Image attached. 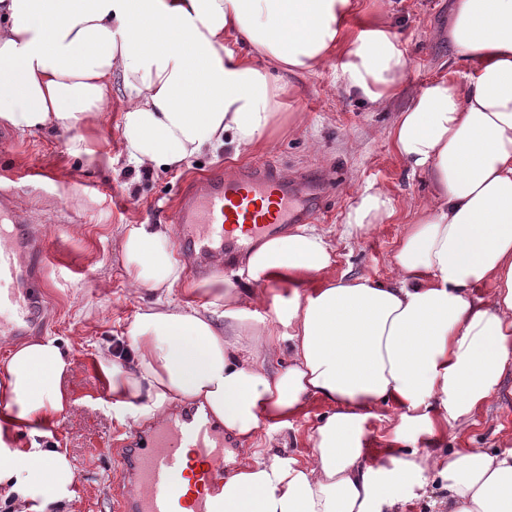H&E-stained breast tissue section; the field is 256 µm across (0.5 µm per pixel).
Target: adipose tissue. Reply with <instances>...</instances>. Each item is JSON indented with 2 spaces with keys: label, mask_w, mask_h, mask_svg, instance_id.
<instances>
[{
  "label": "adipose tissue",
  "mask_w": 512,
  "mask_h": 512,
  "mask_svg": "<svg viewBox=\"0 0 512 512\" xmlns=\"http://www.w3.org/2000/svg\"><path fill=\"white\" fill-rule=\"evenodd\" d=\"M358 8L359 0H0V120L21 131L85 128L117 86L134 165L236 155L276 128L290 77L330 63L366 102L400 93L406 50L381 24L353 30ZM448 42L469 65L465 89L432 80L390 132L433 196L406 226L389 284L334 275L333 246L304 225L252 249L246 291L219 275L183 284L167 225H137L120 242L130 287L150 288L157 301L130 323L128 355L97 356L113 407L136 405L159 421L170 402L195 404L245 442L288 426L310 401L331 407L310 435V455L272 454L225 479L222 512H404V489L433 483L444 491L436 512H512V450L427 449L475 424L512 373V0H452ZM394 213L390 191L371 188L351 205L344 232ZM248 302L271 303L270 327H255ZM284 340L291 357L278 366ZM70 371L52 338L14 347L0 367V435L57 425ZM380 405L396 417L376 458L365 423ZM74 478L67 449L0 453V487L15 495L16 512H56Z\"/></svg>",
  "instance_id": "ef3b65f1"
}]
</instances>
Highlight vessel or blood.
Wrapping results in <instances>:
<instances>
[{"mask_svg":"<svg viewBox=\"0 0 512 512\" xmlns=\"http://www.w3.org/2000/svg\"><path fill=\"white\" fill-rule=\"evenodd\" d=\"M327 192L318 179H291L272 161H255L229 176L214 170L189 180L172 222L204 275L229 267L285 225L312 221ZM48 242L47 232L0 187L1 336L19 339L37 330ZM119 471L132 491L117 500L116 512H220L231 469L222 429L199 415L170 418L136 438Z\"/></svg>","mask_w":512,"mask_h":512,"instance_id":"1","label":"vessel or blood"}]
</instances>
